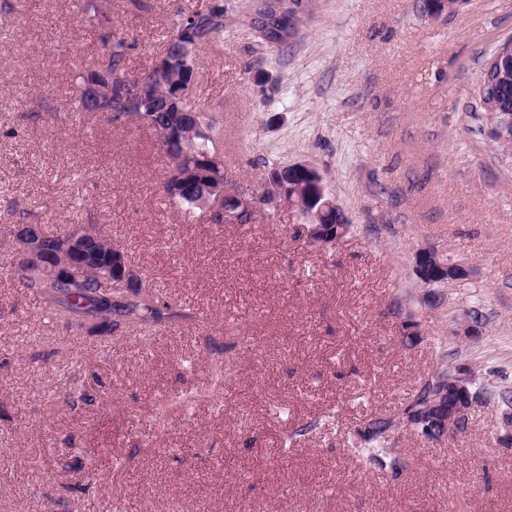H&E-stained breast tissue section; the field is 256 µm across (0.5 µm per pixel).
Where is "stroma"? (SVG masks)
I'll list each match as a JSON object with an SVG mask.
<instances>
[{
  "instance_id": "stroma-1",
  "label": "stroma",
  "mask_w": 512,
  "mask_h": 512,
  "mask_svg": "<svg viewBox=\"0 0 512 512\" xmlns=\"http://www.w3.org/2000/svg\"><path fill=\"white\" fill-rule=\"evenodd\" d=\"M0 0V224L101 227L161 300L191 317L139 331L70 330L11 274L0 243V512H512V164L471 111L482 60L512 35V0H302L297 34L270 45L255 0H221L224 33L195 92L224 175L258 192L270 167L324 177L351 234L317 248L290 209L247 224L184 214L148 127L75 112V77L100 34L148 71L181 17L212 0ZM465 263V285L424 288L414 255ZM477 312L478 336L458 334ZM224 358L235 398L205 399ZM494 399L435 444L399 426V473L352 457L361 419L397 413L440 366ZM98 382L68 407L70 381ZM201 397L153 426L175 394ZM315 432L285 450L298 427ZM193 442L194 458L180 451Z\"/></svg>"
}]
</instances>
